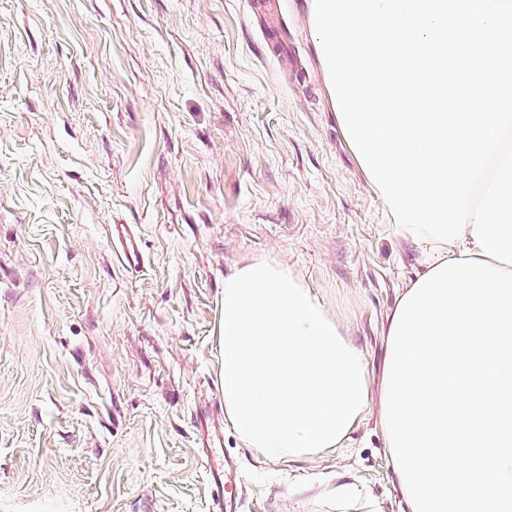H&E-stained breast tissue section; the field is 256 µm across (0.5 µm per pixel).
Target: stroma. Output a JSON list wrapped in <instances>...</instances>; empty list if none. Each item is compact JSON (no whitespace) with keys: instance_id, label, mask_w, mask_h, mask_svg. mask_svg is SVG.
Masks as SVG:
<instances>
[{"instance_id":"1","label":"stroma","mask_w":512,"mask_h":512,"mask_svg":"<svg viewBox=\"0 0 512 512\" xmlns=\"http://www.w3.org/2000/svg\"><path fill=\"white\" fill-rule=\"evenodd\" d=\"M301 4L0 0V512H213L208 448L236 464L231 512H401L377 409L291 465L224 424L231 269L286 264L376 379L425 266L344 142ZM120 225V229L118 228ZM124 224H116V238L120 245L121 252L126 265L138 269L143 266V253L138 237L129 232Z\"/></svg>"}]
</instances>
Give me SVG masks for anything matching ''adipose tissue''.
Returning <instances> with one entry per match:
<instances>
[{"instance_id":"1","label":"adipose tissue","mask_w":512,"mask_h":512,"mask_svg":"<svg viewBox=\"0 0 512 512\" xmlns=\"http://www.w3.org/2000/svg\"><path fill=\"white\" fill-rule=\"evenodd\" d=\"M465 243L429 258L364 352L288 267L224 277V419L242 447L291 463L347 445L371 405L403 512H512V266Z\"/></svg>"}]
</instances>
